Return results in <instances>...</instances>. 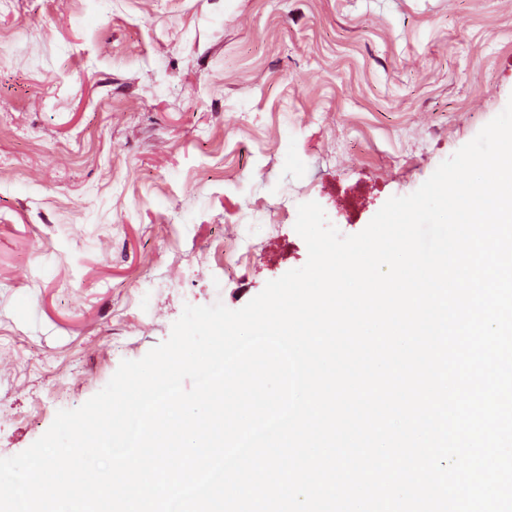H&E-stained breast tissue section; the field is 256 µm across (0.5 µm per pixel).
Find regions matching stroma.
Here are the masks:
<instances>
[{
  "instance_id": "obj_1",
  "label": "stroma",
  "mask_w": 512,
  "mask_h": 512,
  "mask_svg": "<svg viewBox=\"0 0 512 512\" xmlns=\"http://www.w3.org/2000/svg\"><path fill=\"white\" fill-rule=\"evenodd\" d=\"M511 100L512 0H0V458Z\"/></svg>"
}]
</instances>
